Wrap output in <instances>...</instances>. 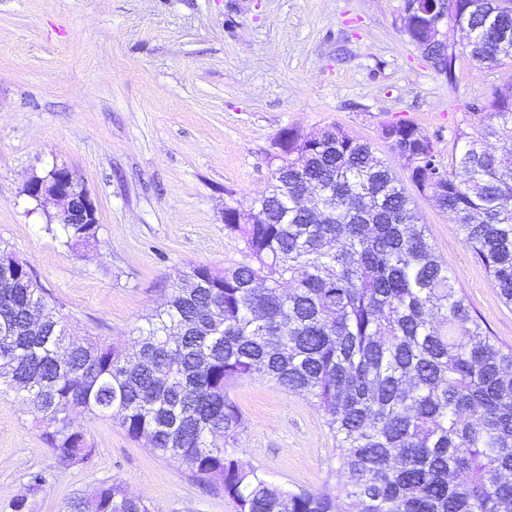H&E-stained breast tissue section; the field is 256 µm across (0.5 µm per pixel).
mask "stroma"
I'll return each instance as SVG.
<instances>
[{
  "instance_id": "35a3bbf8",
  "label": "stroma",
  "mask_w": 512,
  "mask_h": 512,
  "mask_svg": "<svg viewBox=\"0 0 512 512\" xmlns=\"http://www.w3.org/2000/svg\"><path fill=\"white\" fill-rule=\"evenodd\" d=\"M403 9L404 0H0V243L76 318L73 340L130 341L178 272L242 261L224 209L249 210L267 190L283 129L341 126L402 180L384 123L413 121L445 162L459 133H489L484 105L512 87V58L480 65L451 23L454 70L439 74L403 32ZM56 165L95 201L97 244L68 247L46 229L54 203L25 194ZM406 192L473 314L512 347V309L457 225L414 186ZM229 396L242 413L238 448L270 481L294 491L337 482L335 442L310 399L258 377ZM73 422L96 450L90 468L60 465L26 406L0 395V512L24 495L30 512H65L105 481L153 512H235L118 421ZM33 471L47 482L31 496Z\"/></svg>"
}]
</instances>
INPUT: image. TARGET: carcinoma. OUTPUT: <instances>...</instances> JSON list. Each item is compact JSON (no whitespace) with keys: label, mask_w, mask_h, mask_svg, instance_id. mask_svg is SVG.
Masks as SVG:
<instances>
[{"label":"carcinoma","mask_w":512,"mask_h":512,"mask_svg":"<svg viewBox=\"0 0 512 512\" xmlns=\"http://www.w3.org/2000/svg\"><path fill=\"white\" fill-rule=\"evenodd\" d=\"M448 18L468 54L494 67L512 54V0H466ZM500 145L460 133L446 167L434 139L389 123L408 170L457 224L473 257L512 305V89L482 106ZM279 174L255 199L263 224L224 219L244 260L182 274L127 347L68 337V316L32 268L0 246V373L41 440L66 466L95 457L70 414L117 419L162 458L192 464L237 512H512V349L473 315L435 254L401 181L340 126L311 137L288 130ZM314 196V206L305 203ZM70 247L99 226L62 224ZM41 318L31 333L28 319ZM260 377L310 398L337 444L344 495L293 491L266 479L234 448L241 426L228 389ZM67 512H152L121 484L74 497Z\"/></svg>","instance_id":"cac0c4a2"}]
</instances>
